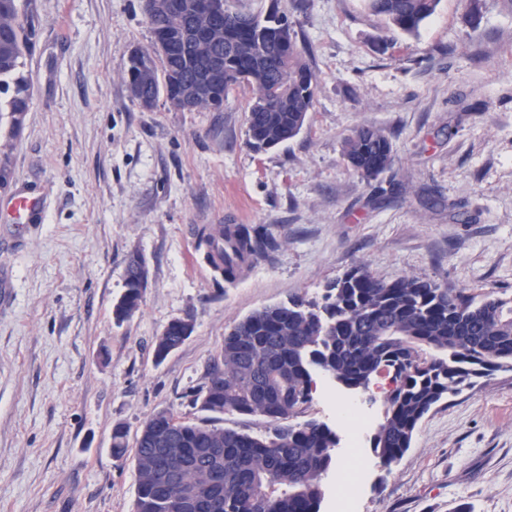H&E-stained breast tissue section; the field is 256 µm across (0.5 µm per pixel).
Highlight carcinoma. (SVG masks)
I'll list each match as a JSON object with an SVG mask.
<instances>
[{
	"label": "carcinoma",
	"mask_w": 512,
	"mask_h": 512,
	"mask_svg": "<svg viewBox=\"0 0 512 512\" xmlns=\"http://www.w3.org/2000/svg\"><path fill=\"white\" fill-rule=\"evenodd\" d=\"M31 0H0V121L16 134L28 105L20 70L30 48ZM440 0H365L387 25L415 35ZM154 40L130 58L126 83L137 101L165 96L173 108L189 88L195 111L218 110L231 91L251 87L246 113L248 145L266 150L296 138L312 112L317 80L288 19L275 12L211 14L201 0H144ZM224 63V83L208 76L213 58ZM343 156L369 181L392 167L393 145L372 125L354 127ZM206 259L224 281L240 275L279 247L262 225L219 224L198 232ZM141 262L126 269V291L116 318L141 300ZM169 323L155 341L162 362L184 341ZM512 370V297L489 293L480 300L450 292L418 276L394 281L356 267L329 284L323 302L295 296L259 309L224 336L208 383L192 394L204 412L261 415L268 430L257 435L183 420L168 410L152 413L136 433L134 512H321L322 478L336 467L340 436L326 422L298 420L312 400L314 374L322 372L349 390L367 391L385 377L383 421L370 439L389 471L411 448L428 412L479 378ZM128 431L112 430V456H126ZM180 468L171 487L164 475Z\"/></svg>",
	"instance_id": "cac0c4a2"
}]
</instances>
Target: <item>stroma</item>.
<instances>
[{
    "label": "stroma",
    "mask_w": 512,
    "mask_h": 512,
    "mask_svg": "<svg viewBox=\"0 0 512 512\" xmlns=\"http://www.w3.org/2000/svg\"><path fill=\"white\" fill-rule=\"evenodd\" d=\"M278 9L317 77L302 132L266 151L247 144L249 87L217 112L147 111L125 82L151 33L143 0H34L21 59L29 106L8 139L0 189V512H132L133 458L112 456V430L136 435L167 409L192 406L226 331L252 312L326 286L362 265L418 275L475 295L512 297V0H441L408 36L363 0H227ZM360 124L381 128L395 161L362 179L342 156ZM40 202L19 224L12 199ZM261 224L280 246L234 284L197 248L198 228ZM147 270L138 310L116 322L126 267ZM192 317L163 361L155 341ZM307 416L348 436L340 411L383 419L382 394L323 375ZM359 457L354 512H512V371L433 408L392 470Z\"/></svg>",
    "instance_id": "obj_1"
}]
</instances>
